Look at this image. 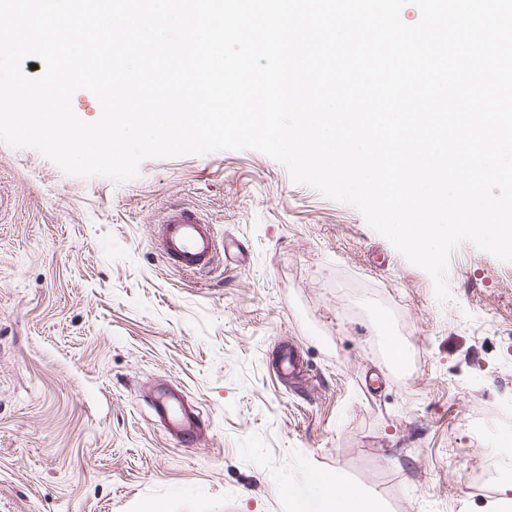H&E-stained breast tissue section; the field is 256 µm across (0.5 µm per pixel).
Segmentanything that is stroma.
<instances>
[{
	"instance_id": "stroma-1",
	"label": "stroma",
	"mask_w": 512,
	"mask_h": 512,
	"mask_svg": "<svg viewBox=\"0 0 512 512\" xmlns=\"http://www.w3.org/2000/svg\"><path fill=\"white\" fill-rule=\"evenodd\" d=\"M176 204L244 262H166L153 227ZM446 279L443 303L256 150L118 184L0 143V512H290L315 470L381 512H497L512 451L472 425L512 429V262L465 242ZM287 345L297 381L273 372ZM160 384L198 413L194 444L154 421Z\"/></svg>"
}]
</instances>
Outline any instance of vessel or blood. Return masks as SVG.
Here are the masks:
<instances>
[{
	"label": "vessel or blood",
	"mask_w": 512,
	"mask_h": 512,
	"mask_svg": "<svg viewBox=\"0 0 512 512\" xmlns=\"http://www.w3.org/2000/svg\"><path fill=\"white\" fill-rule=\"evenodd\" d=\"M157 245L163 257L187 271H203L212 266L219 246L213 227L196 211L186 207L169 209L160 224ZM155 420L170 435L192 442L200 434L197 414L187 408L182 395L167 391L152 400Z\"/></svg>",
	"instance_id": "obj_1"
}]
</instances>
